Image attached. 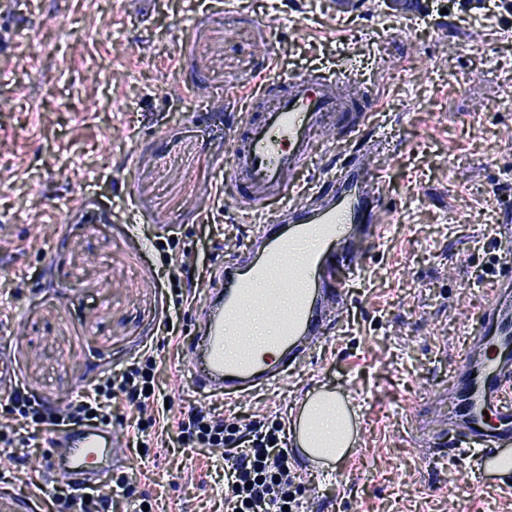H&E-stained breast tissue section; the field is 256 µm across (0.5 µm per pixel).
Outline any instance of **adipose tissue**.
<instances>
[{
  "instance_id": "adipose-tissue-1",
  "label": "adipose tissue",
  "mask_w": 512,
  "mask_h": 512,
  "mask_svg": "<svg viewBox=\"0 0 512 512\" xmlns=\"http://www.w3.org/2000/svg\"><path fill=\"white\" fill-rule=\"evenodd\" d=\"M298 444L325 462L340 461L351 442L349 415L334 394L320 393L304 406L297 423Z\"/></svg>"
}]
</instances>
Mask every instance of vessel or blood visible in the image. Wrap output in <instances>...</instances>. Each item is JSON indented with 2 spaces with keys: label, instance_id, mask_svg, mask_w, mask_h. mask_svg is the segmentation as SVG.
<instances>
[{
  "label": "vessel or blood",
  "instance_id": "vessel-or-blood-1",
  "mask_svg": "<svg viewBox=\"0 0 512 512\" xmlns=\"http://www.w3.org/2000/svg\"><path fill=\"white\" fill-rule=\"evenodd\" d=\"M338 83L335 74L322 70L289 78L275 104L264 108L260 102L274 81L262 77L252 107L238 120L243 133L234 142L232 200L251 217L276 201L281 212L246 253L218 271V286L186 345L199 389L231 397L282 381L329 331L331 315L343 303L337 270L360 277L368 250L386 236L384 178L365 166L361 153L351 155L335 177L310 185L299 179L326 125L353 140L373 115L369 99L342 98ZM314 227L321 247L295 262L289 242ZM258 318L274 321L277 336L264 344L245 342ZM443 395L464 422L467 447L478 456L512 444V277L498 279L480 311L478 333ZM122 446L112 424H75L52 436L45 464L49 475L89 487L120 462Z\"/></svg>",
  "mask_w": 512,
  "mask_h": 512
}]
</instances>
